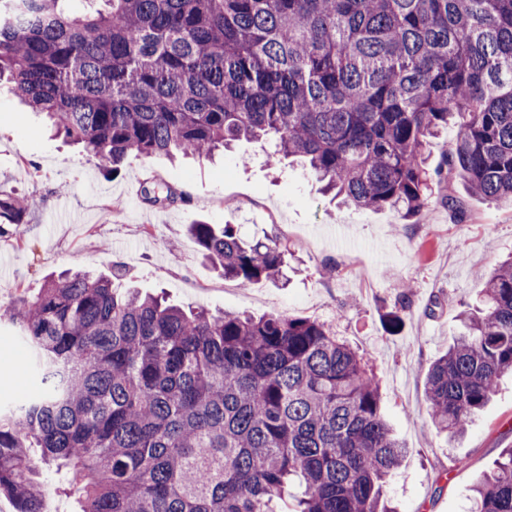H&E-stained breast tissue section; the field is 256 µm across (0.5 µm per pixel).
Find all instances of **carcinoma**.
<instances>
[{
  "instance_id": "carcinoma-1",
  "label": "carcinoma",
  "mask_w": 512,
  "mask_h": 512,
  "mask_svg": "<svg viewBox=\"0 0 512 512\" xmlns=\"http://www.w3.org/2000/svg\"><path fill=\"white\" fill-rule=\"evenodd\" d=\"M0 0V81L116 177L129 155H212L266 140L321 191L409 220L459 177L512 202V0ZM457 119L446 166L430 140ZM152 206L182 200L161 182ZM26 207L0 194V238ZM204 261L242 286L287 266L278 239L189 225ZM425 378L435 430L456 438L512 372V258ZM67 273L11 313L33 352L32 399L0 408V493L43 512L46 470L78 475L80 512H390L405 454L375 374L329 325L212 315ZM471 512H512V448Z\"/></svg>"
}]
</instances>
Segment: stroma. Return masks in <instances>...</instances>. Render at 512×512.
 Masks as SVG:
<instances>
[{
  "label": "stroma",
  "instance_id": "obj_1",
  "mask_svg": "<svg viewBox=\"0 0 512 512\" xmlns=\"http://www.w3.org/2000/svg\"><path fill=\"white\" fill-rule=\"evenodd\" d=\"M243 142L212 160L130 157L118 177L102 161L52 136L39 114L0 83V193L30 201L23 242L0 240L10 266L0 276V395L30 386V352L17 342L10 312L66 269L120 274L144 293H164L212 313H279L330 325L374 369L382 410L407 449L385 488L397 512H469L471 488L512 448V375L465 435L448 441L432 428L424 394L430 364L460 331L457 313L475 301L483 270L512 253V207L473 194L460 179L446 191L452 216L432 202L403 221L390 210L347 207L318 191L308 170L268 159ZM182 194L174 206L143 203L146 180ZM237 225L248 242H287V283L247 287L204 262L189 224ZM409 284L401 294L400 284ZM404 302V324L388 333L384 312Z\"/></svg>",
  "mask_w": 512,
  "mask_h": 512
}]
</instances>
